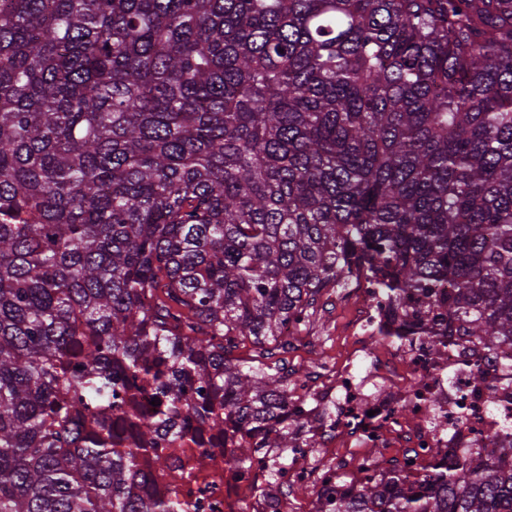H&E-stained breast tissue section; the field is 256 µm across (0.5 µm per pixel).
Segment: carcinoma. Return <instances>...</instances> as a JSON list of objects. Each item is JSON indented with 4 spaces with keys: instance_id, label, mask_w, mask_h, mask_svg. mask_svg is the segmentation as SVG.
Returning <instances> with one entry per match:
<instances>
[{
    "instance_id": "obj_1",
    "label": "carcinoma",
    "mask_w": 512,
    "mask_h": 512,
    "mask_svg": "<svg viewBox=\"0 0 512 512\" xmlns=\"http://www.w3.org/2000/svg\"><path fill=\"white\" fill-rule=\"evenodd\" d=\"M345 252L437 355L512 344V0H0V512H194L175 442L288 464L269 359ZM325 512H512V464L372 448Z\"/></svg>"
}]
</instances>
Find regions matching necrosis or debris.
I'll list each match as a JSON object with an SVG mask.
<instances>
[{
	"instance_id": "necrosis-or-debris-1",
	"label": "necrosis or debris",
	"mask_w": 512,
	"mask_h": 512,
	"mask_svg": "<svg viewBox=\"0 0 512 512\" xmlns=\"http://www.w3.org/2000/svg\"><path fill=\"white\" fill-rule=\"evenodd\" d=\"M336 306L346 314L345 349L288 397L289 409L301 406L310 416L312 438L277 474L280 496H261L264 466L244 473L202 469L189 481L172 471L165 482L202 498L203 512H318L322 491L333 488L337 473L361 467L370 448L395 451L402 466L422 462L433 448L452 460L502 456L511 443L504 431L512 425V386L501 363L512 357V347L491 355L474 338L453 335L440 358L424 333L394 340L405 307L363 277L337 287ZM297 482L315 486L316 495L292 498L288 490Z\"/></svg>"
}]
</instances>
